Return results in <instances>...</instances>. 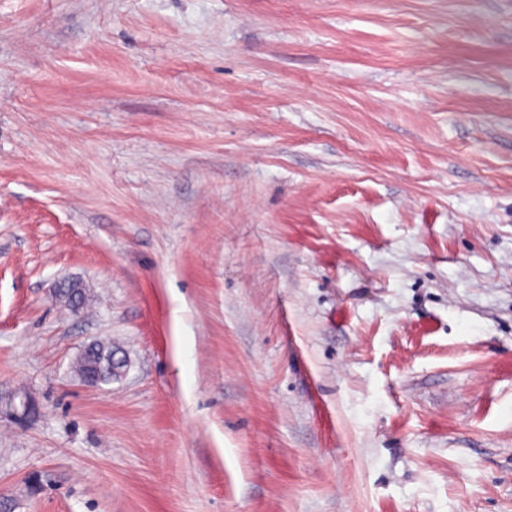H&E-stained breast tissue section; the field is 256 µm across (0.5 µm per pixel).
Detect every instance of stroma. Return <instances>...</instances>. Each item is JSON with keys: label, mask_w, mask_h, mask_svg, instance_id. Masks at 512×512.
<instances>
[{"label": "stroma", "mask_w": 512, "mask_h": 512, "mask_svg": "<svg viewBox=\"0 0 512 512\" xmlns=\"http://www.w3.org/2000/svg\"><path fill=\"white\" fill-rule=\"evenodd\" d=\"M0 506L512 512V0H0ZM118 348L112 344L95 343L75 363L76 372L96 378L100 384L112 382V357Z\"/></svg>", "instance_id": "stroma-1"}]
</instances>
